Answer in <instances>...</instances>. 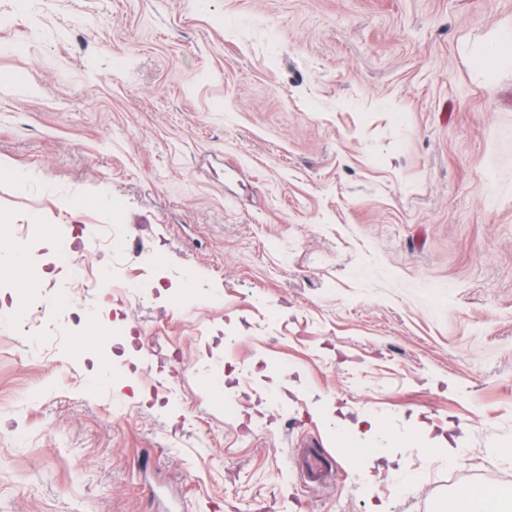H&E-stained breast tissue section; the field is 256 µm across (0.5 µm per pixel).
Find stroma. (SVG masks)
I'll list each match as a JSON object with an SVG mask.
<instances>
[{
  "label": "stroma",
  "mask_w": 512,
  "mask_h": 512,
  "mask_svg": "<svg viewBox=\"0 0 512 512\" xmlns=\"http://www.w3.org/2000/svg\"><path fill=\"white\" fill-rule=\"evenodd\" d=\"M505 30L512 0H0V512L512 502ZM512 53V33L506 32L494 39L485 49L478 63L483 67H491L505 56ZM448 512H500L501 496L495 489L486 487L477 492L461 491L448 503Z\"/></svg>",
  "instance_id": "stroma-1"
}]
</instances>
